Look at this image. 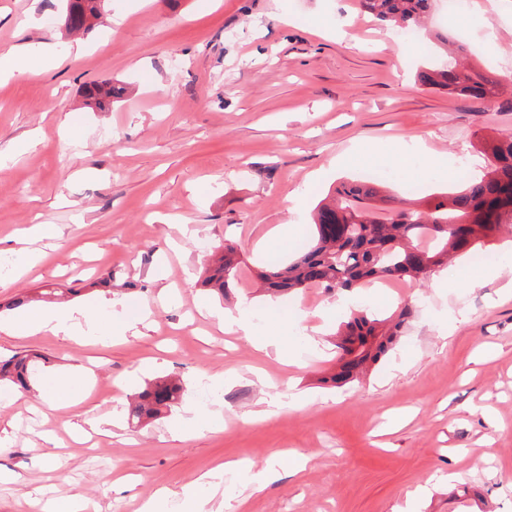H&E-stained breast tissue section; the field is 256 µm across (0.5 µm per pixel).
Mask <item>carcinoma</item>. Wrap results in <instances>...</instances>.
I'll use <instances>...</instances> for the list:
<instances>
[{
	"label": "carcinoma",
	"instance_id": "obj_1",
	"mask_svg": "<svg viewBox=\"0 0 512 512\" xmlns=\"http://www.w3.org/2000/svg\"><path fill=\"white\" fill-rule=\"evenodd\" d=\"M434 0H358L361 12L397 28L422 29ZM102 0H72L73 31L91 30L86 16L99 17ZM447 54L442 66L420 72L423 85L435 91L492 102L501 94L502 81L476 64H464L469 53L463 44L436 35ZM120 90L110 82L85 88V97L104 109ZM480 147L489 160L488 171L468 179L462 188L427 196L424 208L407 197L386 193L384 181L343 185L328 203L318 205L313 217V243L292 263L265 269L257 278L272 293L310 288L351 291L375 280H403L418 284L449 261L472 257L485 241L512 232V136L486 137ZM205 271L202 285L226 296L230 282L239 278L242 259L237 248L224 247ZM410 311L404 307L387 319L359 311L336 333L339 370L323 382L343 386L358 380L368 365L379 362L397 343ZM44 358L17 352L0 359V382L26 390ZM180 386L161 377L131 397L129 419H158L179 398Z\"/></svg>",
	"mask_w": 512,
	"mask_h": 512
}]
</instances>
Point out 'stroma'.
Masks as SVG:
<instances>
[{"label":"stroma","mask_w":512,"mask_h":512,"mask_svg":"<svg viewBox=\"0 0 512 512\" xmlns=\"http://www.w3.org/2000/svg\"><path fill=\"white\" fill-rule=\"evenodd\" d=\"M67 0H0V50L53 47L55 63L0 80V357L47 356L30 391L0 406V512H43L81 495L88 512H139L167 491L164 512L227 461L223 512H397L417 487L418 512H512V268L492 240L495 277L463 258L423 286L363 285L339 304L320 288L265 295L248 275L228 298L200 279L231 244L249 271L297 255L314 208L387 157L340 166L352 144L421 138V195L481 176L486 136L512 135V104L453 96L417 74L443 63L433 40L397 42L357 0H107L88 32L68 35ZM431 28L466 43L498 76L512 56V0L499 8L435 12ZM109 80L123 95L87 105L86 85ZM302 205H294L292 193ZM35 224L56 237L30 238ZM297 235L270 249L276 227ZM112 285L93 288L103 274ZM480 276L471 286L469 275ZM73 288L69 305L122 301L147 311L121 330L102 322L80 338L11 335L17 296ZM413 314L390 356L361 381L322 385L336 367L335 333L350 310ZM253 314L255 333L221 330L217 314ZM273 339L282 364L255 348ZM82 368L71 403L52 404L56 376ZM158 376L183 395L157 420H127L131 394ZM211 426L173 438L186 409ZM307 463L262 490L252 470L281 455ZM457 473L448 481V473Z\"/></svg>","instance_id":"1"}]
</instances>
